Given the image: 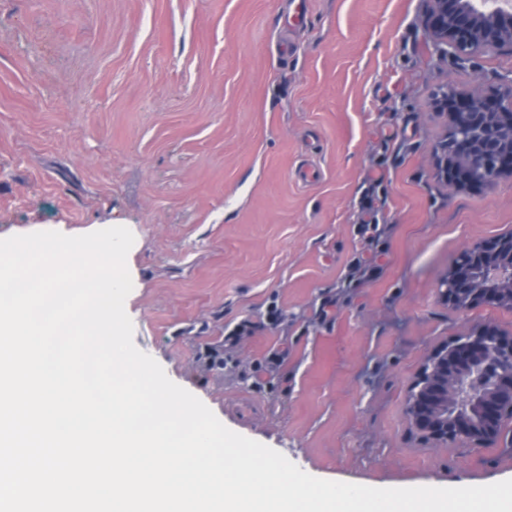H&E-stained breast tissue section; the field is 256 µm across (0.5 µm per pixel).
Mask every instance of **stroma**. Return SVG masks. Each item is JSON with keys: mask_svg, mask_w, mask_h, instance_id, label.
Wrapping results in <instances>:
<instances>
[{"mask_svg": "<svg viewBox=\"0 0 512 512\" xmlns=\"http://www.w3.org/2000/svg\"><path fill=\"white\" fill-rule=\"evenodd\" d=\"M429 0H0V237L129 228L133 341L230 430L322 479H512V448L437 447L406 395L436 345L512 309L456 312L459 252L512 230V177L455 189L442 87L490 95L512 49L438 54ZM382 234L359 232L368 196ZM336 302L332 320L317 312ZM277 304V326L266 320ZM252 335L204 368L239 321ZM288 360L255 383L280 342Z\"/></svg>", "mask_w": 512, "mask_h": 512, "instance_id": "obj_1", "label": "stroma"}]
</instances>
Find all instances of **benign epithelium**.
Wrapping results in <instances>:
<instances>
[{
    "mask_svg": "<svg viewBox=\"0 0 512 512\" xmlns=\"http://www.w3.org/2000/svg\"><path fill=\"white\" fill-rule=\"evenodd\" d=\"M432 45L440 53L469 55L490 47H512V0H430ZM437 107L450 126L434 149L438 176L451 186H492L512 177V78L493 95L444 90ZM448 307L478 304L512 309V232L463 249L438 285ZM489 380L467 398V412L449 413L452 382L468 371ZM410 427L438 447L466 442L498 446L512 425V333L484 323L433 349L407 392Z\"/></svg>",
    "mask_w": 512,
    "mask_h": 512,
    "instance_id": "1",
    "label": "benign epithelium"
}]
</instances>
